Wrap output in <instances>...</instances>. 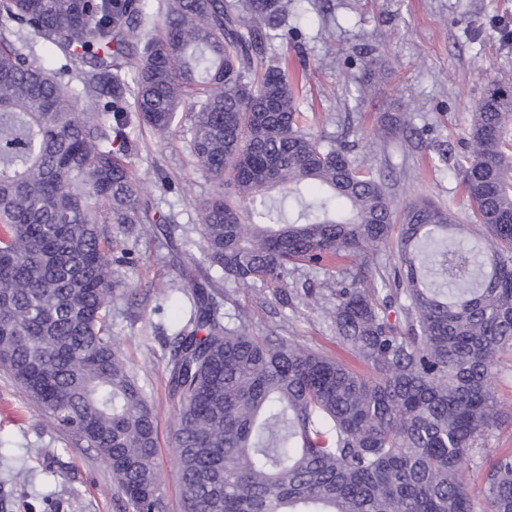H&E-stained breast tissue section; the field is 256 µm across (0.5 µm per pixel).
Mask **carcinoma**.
<instances>
[{"label":"carcinoma","mask_w":512,"mask_h":512,"mask_svg":"<svg viewBox=\"0 0 512 512\" xmlns=\"http://www.w3.org/2000/svg\"><path fill=\"white\" fill-rule=\"evenodd\" d=\"M150 2L0 0V366L103 456L131 512H164L156 417L107 302L112 243L174 222L142 199L134 158L142 129L162 140L183 110L214 189L196 203L203 261L176 252L182 512H476L462 469L512 422L496 382L512 349V92L488 90L456 161L470 223L428 197L399 209L347 137L367 154L409 143L406 113L379 134L309 132L298 81L265 55L268 37H299L296 0H166L153 33ZM276 186L296 216L265 198ZM300 268L323 275L330 294L307 296L335 299L336 338L369 373L246 314L224 324L217 280L286 300ZM482 496L512 512L511 454L488 462Z\"/></svg>","instance_id":"cac0c4a2"}]
</instances>
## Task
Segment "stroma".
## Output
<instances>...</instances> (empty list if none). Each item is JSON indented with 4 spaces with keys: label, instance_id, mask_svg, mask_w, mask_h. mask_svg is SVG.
<instances>
[{
    "label": "stroma",
    "instance_id": "1",
    "mask_svg": "<svg viewBox=\"0 0 512 512\" xmlns=\"http://www.w3.org/2000/svg\"><path fill=\"white\" fill-rule=\"evenodd\" d=\"M299 27L293 43L267 42L266 55L306 61L298 103L307 128L333 133L350 120L372 132L385 115L407 113L424 132L420 149L392 140L376 159L390 176L396 202L427 195L466 214L458 176L439 164L435 146L444 142L453 154L462 153L475 106L491 82L512 91V0H303ZM370 56L379 60L381 71L371 94L363 96L356 80ZM136 169L145 200L174 214L172 237L199 254L194 203L211 192L212 184L194 164L185 137L177 133L160 143L142 132ZM161 172L169 190L158 183ZM127 247L133 262L119 269L123 286L109 304L112 334L157 416L166 512H180L172 445L177 411L165 379V341L182 318L175 292L180 282L153 225H143ZM135 285L147 286V293L130 295ZM242 312L252 315L254 332L285 335L301 348L335 358L347 356L315 306L290 309L270 288L229 289L225 322H235ZM30 448L39 449V456H27ZM20 469L27 472L26 482L15 478ZM0 512H128L124 497L112 488L106 461L50 426L44 411L1 369Z\"/></svg>",
    "mask_w": 512,
    "mask_h": 512
}]
</instances>
